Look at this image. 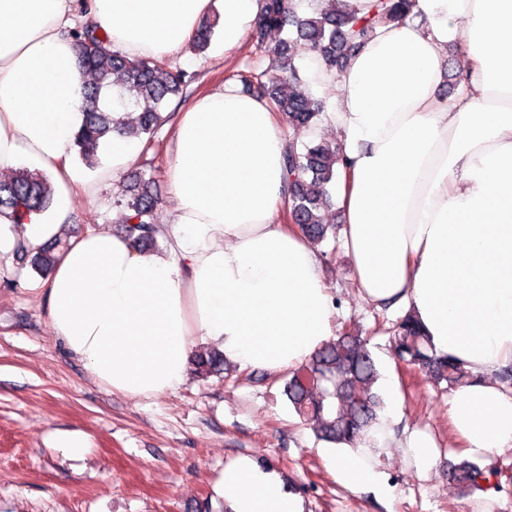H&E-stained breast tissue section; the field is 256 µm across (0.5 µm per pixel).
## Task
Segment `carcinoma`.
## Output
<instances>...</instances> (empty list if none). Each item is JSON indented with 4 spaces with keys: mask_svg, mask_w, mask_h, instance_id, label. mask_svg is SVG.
Instances as JSON below:
<instances>
[{
    "mask_svg": "<svg viewBox=\"0 0 512 512\" xmlns=\"http://www.w3.org/2000/svg\"><path fill=\"white\" fill-rule=\"evenodd\" d=\"M411 6L412 0H373L368 11L363 12L347 0H327L326 9H315L301 18L292 10L291 0H262L260 19L250 39L262 48L267 45L271 32L293 26L298 39L331 70L343 63L376 27L408 16ZM217 24L215 18H206L199 24L192 40L195 51L201 53L208 48ZM67 36L79 62L91 74V82L84 92L88 107L82 111V122L74 138L80 159L91 168L99 165L103 140L118 129V121L112 119L111 111L99 107L101 95L111 94L114 88L123 104L138 109L135 123L140 133L146 135V142L152 143L157 128L167 121L163 115L166 99L182 93L192 77L173 68L163 56L131 60L113 50L106 34L93 21L70 29ZM270 52L271 74L267 81L251 72L240 73L238 80L243 90L266 97L286 123L311 126L322 112V105L294 90L300 81V68L290 52L289 42L280 41ZM340 157L341 147L322 143L306 145L301 150L291 144L284 156L290 187L287 209L292 220L304 226L314 242L336 237V225L324 223L319 210L329 202ZM149 170L148 176L142 172L133 176L127 187L129 199L119 200L117 205L122 207L120 222L125 224V232L139 246L156 248L158 229L154 222L152 189L161 168L151 163ZM51 203V184L40 172L19 169L10 179L0 181V216L9 218L17 227L26 223L30 214L47 211ZM64 245L65 240L54 239L30 257L23 241L18 240L14 251L29 258L32 269L46 276ZM373 333L390 334L397 361L437 385L444 382L454 386L471 379L455 359L436 353L423 327L409 312L388 328L378 325ZM369 342L370 337L345 327L337 339L288 374L284 394L318 439L351 446L378 421L383 400L373 388L380 372ZM194 362L196 372L206 378L230 371L220 352L198 353ZM448 474L468 490L498 485L494 481L498 470L466 460L451 466Z\"/></svg>",
    "mask_w": 512,
    "mask_h": 512,
    "instance_id": "obj_1",
    "label": "carcinoma"
}]
</instances>
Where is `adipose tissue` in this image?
<instances>
[{"instance_id": "ef3b65f1", "label": "adipose tissue", "mask_w": 512, "mask_h": 512, "mask_svg": "<svg viewBox=\"0 0 512 512\" xmlns=\"http://www.w3.org/2000/svg\"><path fill=\"white\" fill-rule=\"evenodd\" d=\"M73 0H0V170L20 158L49 173L51 214L14 229L0 254L62 236L72 199L97 196L70 161L87 79L63 35ZM113 47L159 57L221 18L230 56L261 0H88ZM425 24L378 27L347 64L311 77L341 134L337 204L365 298L401 302L437 353L473 376L448 401L466 454L512 449V0H416ZM462 79L440 95L448 46ZM283 119L234 85L196 97L174 128L172 219L164 249L105 229L72 237L47 287V317L101 385L130 397L175 392L196 350L242 369L290 370L334 335L335 299L300 227L286 223ZM232 512H303L298 495L252 459L224 467Z\"/></svg>"}]
</instances>
